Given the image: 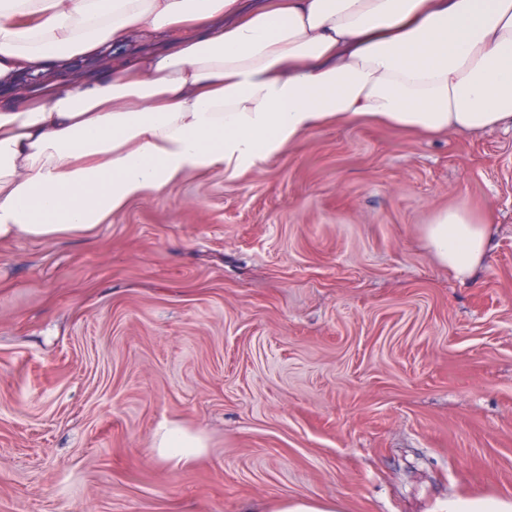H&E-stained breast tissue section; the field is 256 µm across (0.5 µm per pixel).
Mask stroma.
I'll return each instance as SVG.
<instances>
[{"mask_svg": "<svg viewBox=\"0 0 512 512\" xmlns=\"http://www.w3.org/2000/svg\"><path fill=\"white\" fill-rule=\"evenodd\" d=\"M494 214L466 282L435 212ZM201 433L159 457L155 431ZM512 499V129L329 125L86 238L0 246V512ZM152 446L160 456L179 464L199 455L206 448V441L202 435L192 433L180 424L171 423L157 429Z\"/></svg>", "mask_w": 512, "mask_h": 512, "instance_id": "obj_1", "label": "stroma"}]
</instances>
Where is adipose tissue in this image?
Returning a JSON list of instances; mask_svg holds the SVG:
<instances>
[{
    "label": "adipose tissue",
    "mask_w": 512,
    "mask_h": 512,
    "mask_svg": "<svg viewBox=\"0 0 512 512\" xmlns=\"http://www.w3.org/2000/svg\"><path fill=\"white\" fill-rule=\"evenodd\" d=\"M355 121L512 128V0H0V244L91 236L188 174ZM493 222L463 201L425 240L465 281ZM152 446L180 462L206 441L171 423Z\"/></svg>",
    "instance_id": "adipose-tissue-1"
}]
</instances>
